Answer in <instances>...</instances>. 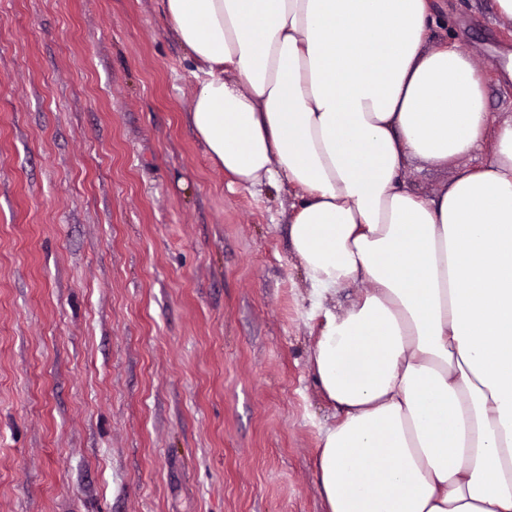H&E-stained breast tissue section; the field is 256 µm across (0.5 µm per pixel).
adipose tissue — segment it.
Returning <instances> with one entry per match:
<instances>
[{"mask_svg": "<svg viewBox=\"0 0 512 512\" xmlns=\"http://www.w3.org/2000/svg\"><path fill=\"white\" fill-rule=\"evenodd\" d=\"M163 2L210 160L295 191L316 307L365 286L325 310L312 358L337 411L325 512H512V121L493 124L470 55L430 47L440 0ZM416 160L454 175L414 192Z\"/></svg>", "mask_w": 512, "mask_h": 512, "instance_id": "obj_1", "label": "adipose tissue"}]
</instances>
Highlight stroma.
Instances as JSON below:
<instances>
[{
	"mask_svg": "<svg viewBox=\"0 0 512 512\" xmlns=\"http://www.w3.org/2000/svg\"><path fill=\"white\" fill-rule=\"evenodd\" d=\"M512 118V23L447 0ZM163 0H0V512H324L293 191L190 122Z\"/></svg>",
	"mask_w": 512,
	"mask_h": 512,
	"instance_id": "1",
	"label": "stroma"
}]
</instances>
